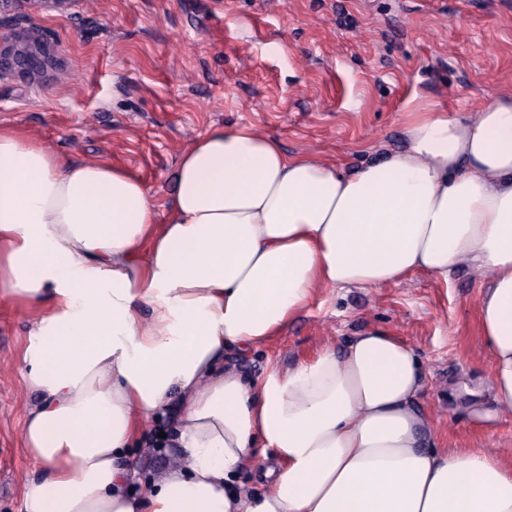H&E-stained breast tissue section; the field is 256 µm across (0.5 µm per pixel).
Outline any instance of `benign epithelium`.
Wrapping results in <instances>:
<instances>
[{
  "instance_id": "1",
  "label": "benign epithelium",
  "mask_w": 512,
  "mask_h": 512,
  "mask_svg": "<svg viewBox=\"0 0 512 512\" xmlns=\"http://www.w3.org/2000/svg\"><path fill=\"white\" fill-rule=\"evenodd\" d=\"M21 0H0V78L18 73L34 75L48 68L54 60L48 46L38 37L4 24Z\"/></svg>"
}]
</instances>
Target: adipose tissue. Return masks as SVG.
<instances>
[{"label": "adipose tissue", "instance_id": "1", "mask_svg": "<svg viewBox=\"0 0 512 512\" xmlns=\"http://www.w3.org/2000/svg\"><path fill=\"white\" fill-rule=\"evenodd\" d=\"M402 124V150L350 173L211 127L182 153L164 217L129 170L0 125V305L34 313L17 370L40 470L22 512H512V460L450 447L397 336L368 331L257 382L224 365L317 287L466 267L512 410V94L474 118L413 99ZM151 422L176 463L141 483L128 453Z\"/></svg>", "mask_w": 512, "mask_h": 512}]
</instances>
